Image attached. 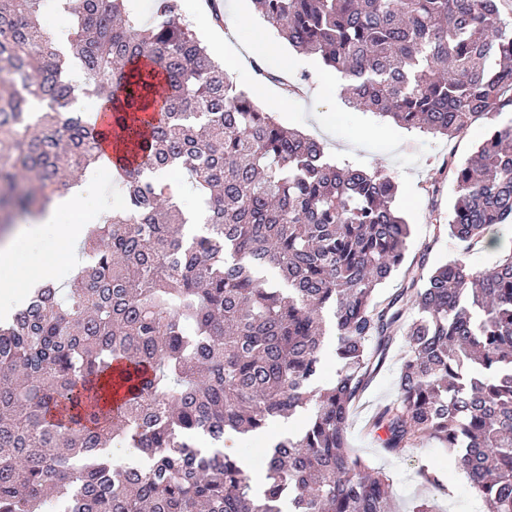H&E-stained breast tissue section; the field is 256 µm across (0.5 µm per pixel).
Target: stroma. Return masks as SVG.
<instances>
[{
	"mask_svg": "<svg viewBox=\"0 0 512 512\" xmlns=\"http://www.w3.org/2000/svg\"><path fill=\"white\" fill-rule=\"evenodd\" d=\"M179 4L181 19L199 38H206L212 26L223 31L235 51L224 63L225 73L252 93L277 122L320 141L336 161L379 169L394 178L412 224L408 259L423 258L435 266L458 254V242L444 234L434 235L432 226L451 220L456 185L449 165L470 155L484 138L488 120L474 122L452 140L399 128L389 119L347 105L339 74L325 69L318 59L288 48L274 29L254 16L250 0H216L219 19L212 26L191 14L188 0ZM260 34L269 49L250 54ZM405 351L403 340L395 339L360 403L349 412L348 442L373 467L392 477L394 496L404 510L417 499L432 498L441 512H483L481 501L446 449L428 443L391 455L365 433L367 421L396 395ZM430 467L441 474L440 488L424 485L416 477L419 469Z\"/></svg>",
	"mask_w": 512,
	"mask_h": 512,
	"instance_id": "1",
	"label": "stroma"
}]
</instances>
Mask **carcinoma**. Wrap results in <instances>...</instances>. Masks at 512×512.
Returning <instances> with one entry per match:
<instances>
[{"label": "carcinoma", "mask_w": 512, "mask_h": 512, "mask_svg": "<svg viewBox=\"0 0 512 512\" xmlns=\"http://www.w3.org/2000/svg\"><path fill=\"white\" fill-rule=\"evenodd\" d=\"M42 2L0 0V210L28 215L101 158ZM127 2L68 0L66 41L126 152L148 161L116 166L122 202L90 229L76 282L36 288L0 324V512H397L346 422L398 335L397 394L370 433L388 454L454 452L485 512H512V253L490 269L407 263L390 176L285 130L210 59L178 0H156L145 25ZM252 3L347 80L354 108L450 139L512 114L504 0ZM169 171L190 179L199 234L183 233ZM454 181L453 220L433 231L469 250L512 222V119ZM397 271L408 286L378 302ZM328 334L337 369L318 387ZM308 406L254 491L220 445ZM117 438L146 463L96 453Z\"/></svg>", "instance_id": "obj_1"}]
</instances>
